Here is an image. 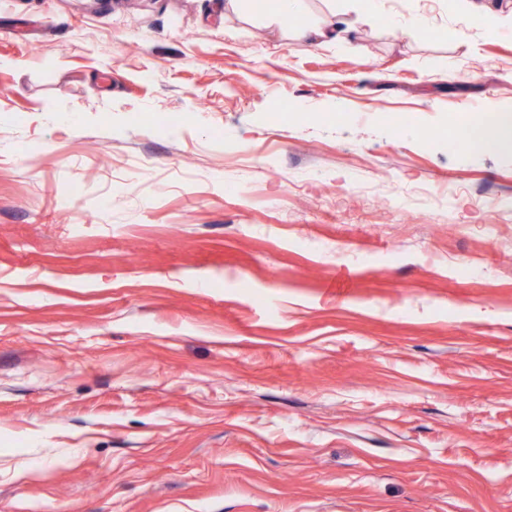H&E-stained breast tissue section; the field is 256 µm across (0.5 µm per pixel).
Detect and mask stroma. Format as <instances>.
Instances as JSON below:
<instances>
[{
  "instance_id": "1",
  "label": "stroma",
  "mask_w": 512,
  "mask_h": 512,
  "mask_svg": "<svg viewBox=\"0 0 512 512\" xmlns=\"http://www.w3.org/2000/svg\"><path fill=\"white\" fill-rule=\"evenodd\" d=\"M457 4L0 0V512H512V155L448 147L512 32ZM350 31L351 28L345 19L332 14L315 25L295 28L294 36L302 44L319 47L335 44L338 47L349 41L350 36L345 34H349Z\"/></svg>"
}]
</instances>
